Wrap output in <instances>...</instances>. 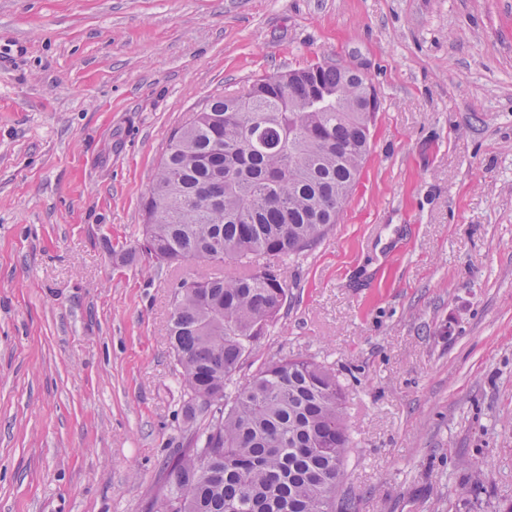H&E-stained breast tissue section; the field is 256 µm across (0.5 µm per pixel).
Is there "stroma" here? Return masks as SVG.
Listing matches in <instances>:
<instances>
[{
	"mask_svg": "<svg viewBox=\"0 0 512 512\" xmlns=\"http://www.w3.org/2000/svg\"><path fill=\"white\" fill-rule=\"evenodd\" d=\"M313 63L375 87L370 152L228 388L332 365L351 512L512 507V0H0V512H145L205 428L167 322L212 266L138 252L141 200L205 100Z\"/></svg>",
	"mask_w": 512,
	"mask_h": 512,
	"instance_id": "obj_1",
	"label": "stroma"
}]
</instances>
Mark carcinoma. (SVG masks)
<instances>
[{"mask_svg": "<svg viewBox=\"0 0 512 512\" xmlns=\"http://www.w3.org/2000/svg\"><path fill=\"white\" fill-rule=\"evenodd\" d=\"M372 89L311 64L208 99L171 135L138 249L160 266L233 258L243 270L177 284L182 413L208 423L162 464L152 512H348L338 489L352 441L334 370L269 361L234 396L225 389L288 303L278 267L254 259L299 255L336 223L370 149Z\"/></svg>", "mask_w": 512, "mask_h": 512, "instance_id": "obj_1", "label": "carcinoma"}]
</instances>
